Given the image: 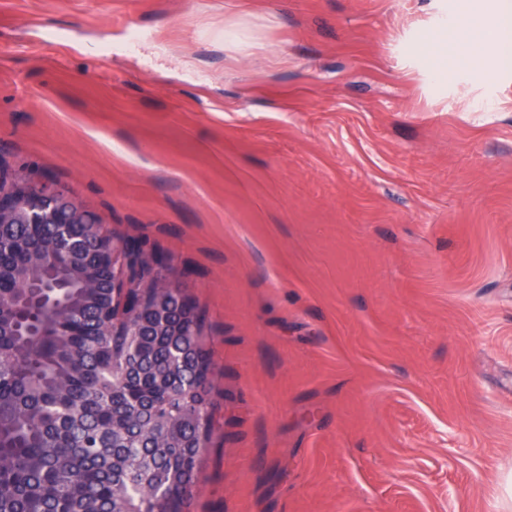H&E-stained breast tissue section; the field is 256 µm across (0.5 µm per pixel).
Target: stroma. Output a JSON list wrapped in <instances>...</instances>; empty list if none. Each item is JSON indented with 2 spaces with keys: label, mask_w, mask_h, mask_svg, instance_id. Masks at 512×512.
Masks as SVG:
<instances>
[{
  "label": "stroma",
  "mask_w": 512,
  "mask_h": 512,
  "mask_svg": "<svg viewBox=\"0 0 512 512\" xmlns=\"http://www.w3.org/2000/svg\"><path fill=\"white\" fill-rule=\"evenodd\" d=\"M493 3L0 0V164L203 314L188 512H512V69L416 51Z\"/></svg>",
  "instance_id": "1"
}]
</instances>
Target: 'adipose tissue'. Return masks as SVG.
<instances>
[{"mask_svg": "<svg viewBox=\"0 0 512 512\" xmlns=\"http://www.w3.org/2000/svg\"><path fill=\"white\" fill-rule=\"evenodd\" d=\"M436 42L450 53L476 59L489 68L508 67L512 65V18L490 28L477 22L464 32L446 31Z\"/></svg>", "mask_w": 512, "mask_h": 512, "instance_id": "adipose-tissue-1", "label": "adipose tissue"}]
</instances>
